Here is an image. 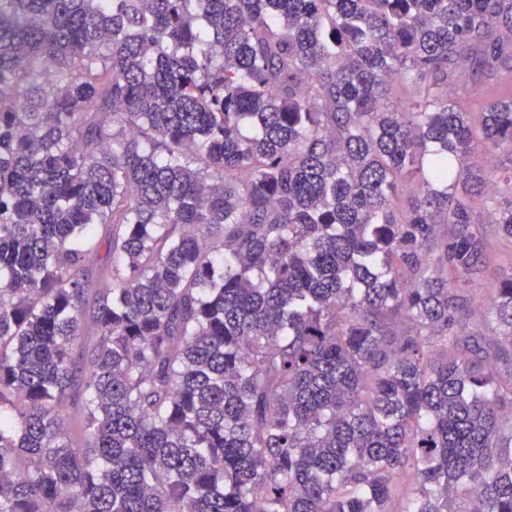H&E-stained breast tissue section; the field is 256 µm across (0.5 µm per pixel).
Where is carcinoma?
<instances>
[{"label": "carcinoma", "instance_id": "cac0c4a2", "mask_svg": "<svg viewBox=\"0 0 512 512\" xmlns=\"http://www.w3.org/2000/svg\"><path fill=\"white\" fill-rule=\"evenodd\" d=\"M506 73L512 0H0V512H512Z\"/></svg>", "mask_w": 512, "mask_h": 512}]
</instances>
